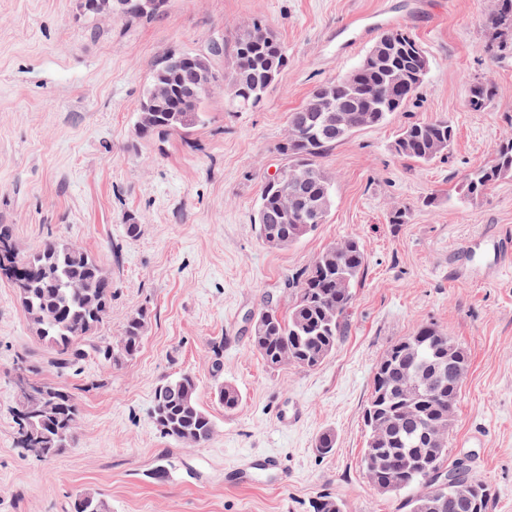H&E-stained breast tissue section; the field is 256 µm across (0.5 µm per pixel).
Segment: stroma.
Masks as SVG:
<instances>
[{
	"label": "stroma",
	"instance_id": "stroma-1",
	"mask_svg": "<svg viewBox=\"0 0 512 512\" xmlns=\"http://www.w3.org/2000/svg\"><path fill=\"white\" fill-rule=\"evenodd\" d=\"M491 6L169 0L147 20H94L76 0H0V224L21 252L54 237L93 255L112 280L110 319L65 369L0 281V512H72L88 491L112 512H311L322 496L343 512H407L406 493H379L363 470L364 411L376 362L422 323L469 356L448 460L466 461L490 486L488 512H512V265L497 268L490 242L512 236V177L475 201L460 193L465 175L512 137V48L492 49ZM387 14L429 56L424 82L388 122L320 158L334 181L325 223L287 249L266 246L254 218L263 184L288 163L289 112L376 41L343 23L363 15L379 27ZM255 23L288 56L258 107L230 111L218 91L189 136L139 135L144 89L163 56L205 51L217 36L233 46ZM476 81L496 88L479 111L466 105ZM436 117L456 130L447 156L421 164L395 152L403 126ZM399 207L408 222L389 223ZM351 237L367 269L334 353L312 370L268 367L250 343L252 318L269 304L287 311L292 273ZM141 310L139 353L98 359L96 346L115 342ZM22 369L71 392L80 408L76 444L46 461L16 443ZM181 374L194 377L214 422L201 446L161 435L151 419L156 385ZM227 384L241 395L233 411L217 397ZM325 432L336 446L322 455L315 444ZM268 456L287 461L285 478L261 470Z\"/></svg>",
	"mask_w": 512,
	"mask_h": 512
}]
</instances>
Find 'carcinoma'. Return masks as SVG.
<instances>
[{
  "label": "carcinoma",
  "instance_id": "carcinoma-1",
  "mask_svg": "<svg viewBox=\"0 0 512 512\" xmlns=\"http://www.w3.org/2000/svg\"><path fill=\"white\" fill-rule=\"evenodd\" d=\"M488 25L499 46H508L512 38V0H493ZM379 55L374 66L359 64L344 78L318 88L324 110H345L354 131L378 126L402 111L423 83L430 60L412 33L405 29L383 32L371 47ZM234 76L239 101L249 108L259 105L277 82L288 64L279 39L255 42L241 36L233 49ZM488 82H477L470 89L466 105L480 111L495 95ZM205 97L186 106L171 105V111L158 112L147 123L138 118L137 127L144 136H184L206 123ZM288 139L280 150L289 156L288 171L299 177L313 174L309 191L332 198L333 183L317 164L342 136L326 129L322 119L314 120L296 110L288 116ZM454 141V127L446 118L412 122L405 125L394 143L395 151L417 162L427 163L448 153ZM512 176V138L498 143L492 159L465 175L466 193L472 198L485 194L499 179ZM256 224L266 245L286 249L315 231L317 225L303 224L293 212L283 210L276 186L265 183L257 210ZM21 270L0 266V279L10 282L31 329L57 355L59 365L67 367L84 356L81 341L94 335L112 312V281L99 279L100 266L85 250L48 238L35 250L18 254ZM367 258L359 241L348 238L330 246L313 264L299 273L288 314L276 308L261 310V335H251L253 349L271 368L293 365L304 369L319 367L345 335L347 317L353 307L354 289L362 281ZM76 281L86 288H72ZM146 313L130 316L115 344H106L112 359L135 357L141 348ZM437 363L465 376L469 357L465 348L434 324L419 325L412 335L391 345L375 366L372 393L364 414L368 429L366 448L378 431H392L396 440L387 442L375 459L363 454V467L374 488L383 493L420 489L406 501L409 512H416L424 498L439 494L446 501L441 512H488L490 488L467 468L459 473L462 483L472 485L477 495L470 510L461 508L453 491L440 489L432 481V470H443L448 461L449 430L436 432L439 442L419 441L421 428H433L448 422V414H457L460 387L444 373L434 385V393L413 387L417 370ZM45 390L57 398V419L76 421L78 404L69 392L52 384ZM152 410L153 424L159 432L186 445L200 446L214 433L211 416L198 401V386L188 374L162 381L156 388ZM224 410L238 408L241 396L232 386L219 392ZM39 410L41 399L28 401L19 397L17 409V444L31 456L43 461L74 444L76 432L62 437L56 428L42 424L39 418L26 416L24 405ZM73 512H109L107 502L96 493L87 492L76 499Z\"/></svg>",
  "mask_w": 512,
  "mask_h": 512
}]
</instances>
